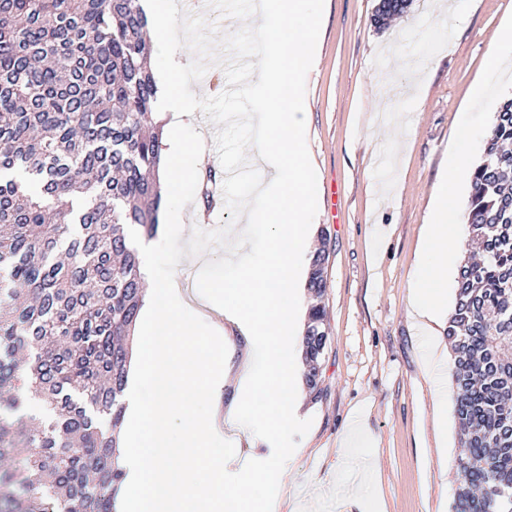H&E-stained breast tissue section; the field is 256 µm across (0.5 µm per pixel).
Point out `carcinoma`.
Here are the masks:
<instances>
[{"label":"carcinoma","mask_w":512,"mask_h":512,"mask_svg":"<svg viewBox=\"0 0 512 512\" xmlns=\"http://www.w3.org/2000/svg\"><path fill=\"white\" fill-rule=\"evenodd\" d=\"M411 0H379L381 29ZM139 0H0V389L53 419L0 416V512H113L122 472L129 341L143 304L130 231L152 236L162 126ZM222 172L198 175L200 196ZM86 203L74 210V200ZM467 224L478 251L458 267L454 354L456 512H512V97L473 167ZM326 254L307 288L326 290ZM326 310L311 307L304 381L318 390Z\"/></svg>","instance_id":"carcinoma-1"}]
</instances>
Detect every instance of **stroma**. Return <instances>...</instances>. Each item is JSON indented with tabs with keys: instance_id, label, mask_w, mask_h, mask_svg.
Listing matches in <instances>:
<instances>
[{
	"instance_id": "35a3bbf8",
	"label": "stroma",
	"mask_w": 512,
	"mask_h": 512,
	"mask_svg": "<svg viewBox=\"0 0 512 512\" xmlns=\"http://www.w3.org/2000/svg\"><path fill=\"white\" fill-rule=\"evenodd\" d=\"M376 5L323 0L305 87L311 159L337 203L315 218L328 253L322 392L305 400L307 423L286 437L236 438L260 466L277 449H297L287 491L265 487L275 512L305 502L311 512H363L360 499L337 496L336 481L366 470L384 512H453L456 497L457 421L439 423L409 284L454 131L512 0H414L381 30ZM355 416L367 441L348 448Z\"/></svg>"
}]
</instances>
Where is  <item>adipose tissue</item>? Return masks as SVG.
Listing matches in <instances>:
<instances>
[{"instance_id": "1", "label": "adipose tissue", "mask_w": 512, "mask_h": 512, "mask_svg": "<svg viewBox=\"0 0 512 512\" xmlns=\"http://www.w3.org/2000/svg\"><path fill=\"white\" fill-rule=\"evenodd\" d=\"M258 40L251 54L261 62L255 82L262 135L257 151L270 160L242 237L256 226L268 231L267 253L241 264L232 280L213 290L210 303L248 344L238 366L227 359L222 327H191L199 304L186 300L176 279H159L154 244L138 239L147 284L146 311L124 390L126 423L118 434L115 465L123 474L116 512H267L264 483L288 482L289 453L268 469L224 483L223 423L251 433L287 434L301 400L305 281L317 207L319 175L308 161L304 84L322 30L316 0H260ZM157 108L180 125L192 111L178 70L160 78ZM235 398L223 404L222 389ZM209 412L196 418V406ZM182 437L169 432L173 420Z\"/></svg>"}]
</instances>
